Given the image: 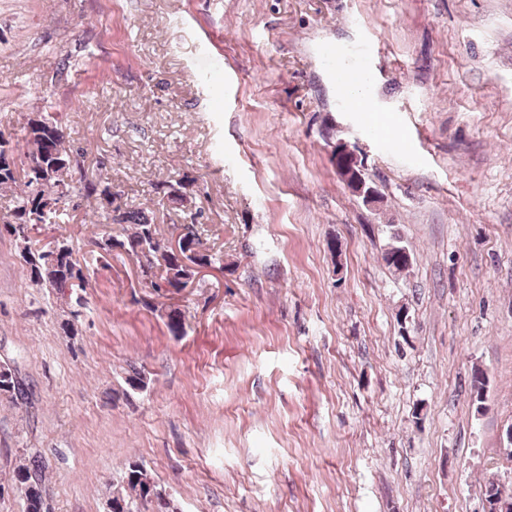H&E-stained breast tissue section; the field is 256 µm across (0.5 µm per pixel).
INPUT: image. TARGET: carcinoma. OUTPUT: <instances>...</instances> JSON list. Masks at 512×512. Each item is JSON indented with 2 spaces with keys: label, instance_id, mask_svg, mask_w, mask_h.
Masks as SVG:
<instances>
[{
  "label": "carcinoma",
  "instance_id": "cac0c4a2",
  "mask_svg": "<svg viewBox=\"0 0 512 512\" xmlns=\"http://www.w3.org/2000/svg\"><path fill=\"white\" fill-rule=\"evenodd\" d=\"M0 161V192L6 199L5 213H0V234L28 235L33 258L22 256L20 262L26 280L37 288H49L63 298L73 296L81 307L91 282L90 270L94 266L112 270L108 257L114 252L136 259L141 269L156 270L160 282L150 288L159 296L181 292L194 281L199 266L224 269L222 252L204 247L203 224L198 221L202 207L191 215V223L174 225L182 242L181 254L186 256L183 260L170 249L153 210L122 201L120 194L112 192L111 182L85 173V153L66 144L56 112L42 113L35 126L27 119L14 143L0 133ZM189 186L185 176L157 182L150 201L183 207L190 202ZM52 194L63 200L47 210L45 198ZM90 200L97 206L84 212L82 223L115 224L121 228L119 235L94 232L79 239L63 228L67 209L76 211ZM32 395L31 386L17 369H12L8 378L0 373L1 398L26 405ZM10 481L14 487L26 486L25 512H45L42 460H23L13 468ZM122 483L124 490L109 499L111 512H142L148 505L155 506L157 512H171L170 504L161 497L162 487L141 463L128 462Z\"/></svg>",
  "mask_w": 512,
  "mask_h": 512
}]
</instances>
